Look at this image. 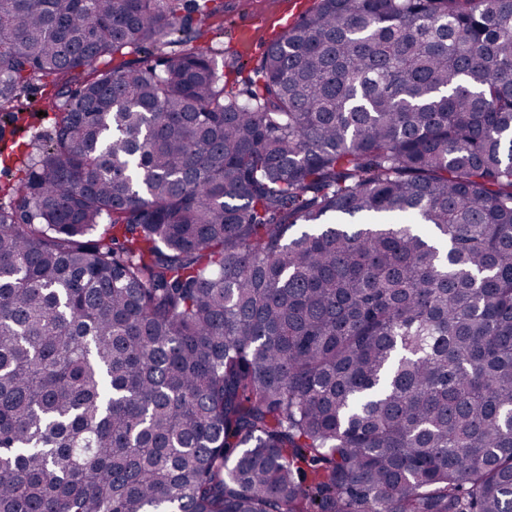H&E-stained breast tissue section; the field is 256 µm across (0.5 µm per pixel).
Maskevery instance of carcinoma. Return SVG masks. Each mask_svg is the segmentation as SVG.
Returning <instances> with one entry per match:
<instances>
[{
    "instance_id": "1",
    "label": "carcinoma",
    "mask_w": 512,
    "mask_h": 512,
    "mask_svg": "<svg viewBox=\"0 0 512 512\" xmlns=\"http://www.w3.org/2000/svg\"><path fill=\"white\" fill-rule=\"evenodd\" d=\"M209 2L0 0V512H512V0ZM287 0H218L224 5V12L214 19V28L224 23V34L216 35V30L205 31L196 44L210 48L211 56L220 71L224 72V81L236 90L246 89L248 81L258 79L255 68L269 41L256 34L251 46L243 50L239 44V32L247 20L253 17L274 18L281 8V2ZM236 59L237 66L230 67ZM32 83L34 84V86L40 87V89L37 90L34 95L36 100L41 101L37 105V108L44 109L42 111L44 113H47V116L41 115L40 117L36 116L32 119L29 118L27 120V122H31L32 126H34V128H31L29 130L28 129L24 130L23 126H22V128L18 131V134L16 135L15 138L17 140L25 141L27 143H30V140L32 139L31 136L34 135V132L41 133L42 136L43 135L48 136V135H50V133L53 129L54 112H52L49 109H46L44 106V102H48L51 98L48 96L45 100H43V95L45 92L53 93V91H52L53 88L51 85V78H45V79H41V80H38L36 78L32 81ZM45 84H48V86L45 88H42V86Z\"/></svg>"
}]
</instances>
